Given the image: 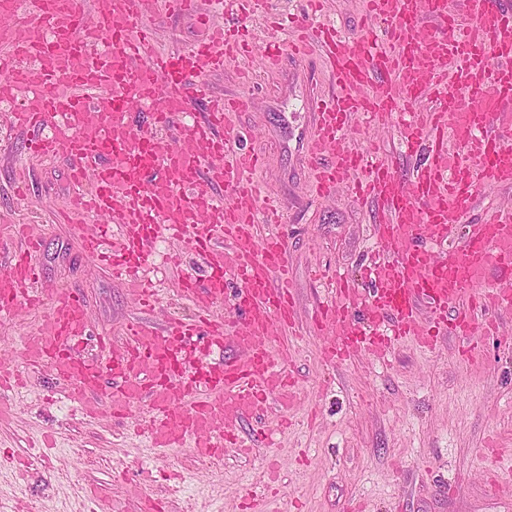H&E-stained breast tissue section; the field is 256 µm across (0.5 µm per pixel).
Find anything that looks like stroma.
<instances>
[{
	"instance_id": "obj_1",
	"label": "stroma",
	"mask_w": 512,
	"mask_h": 512,
	"mask_svg": "<svg viewBox=\"0 0 512 512\" xmlns=\"http://www.w3.org/2000/svg\"><path fill=\"white\" fill-rule=\"evenodd\" d=\"M305 0H268L265 12L247 16L242 26L256 43L287 40L270 26L272 18L300 13ZM159 45L183 50L204 35L195 15L157 12L152 18ZM258 58L225 62L207 81L215 100L241 94L255 97L253 111L238 123L247 147L263 156L256 179L282 199L288 215L291 263L288 285L296 308V327L287 366L305 404L293 425L277 433L275 445L258 447L249 459L225 449L218 464L194 456L191 448H151L147 433L135 434L122 420L83 418L65 387L49 374L33 376L28 389L0 395V452L27 455L43 432L57 437L51 464L36 461L23 482L0 477V501L20 499L29 512H82L84 490L99 488L105 512H128L129 487L163 501L166 512H238L241 497L256 495V512H512V471L488 474L495 448L512 445V345L484 336L472 355L463 341L438 337L424 352L414 341L394 342L390 364L360 356L331 365L319 356L313 316L325 296L315 272L347 273L363 281V266L378 250L377 208L340 191L314 199L313 174L290 131L310 129L308 98L328 92L318 54L306 60L284 52L277 69L263 70ZM255 66L256 78L240 75ZM26 130L12 126L10 110L0 107V225L38 224L43 242L35 261L38 287L82 289L96 332L121 335L140 310L125 286L84 253L78 235L59 216L73 185L65 164L28 154ZM154 257L173 255L175 263L151 267L158 290V321L192 318V302L178 288L187 274L203 276V263L186 242L159 238ZM35 312L19 308L0 318V356L19 359ZM276 463V496L260 494L259 480Z\"/></svg>"
}]
</instances>
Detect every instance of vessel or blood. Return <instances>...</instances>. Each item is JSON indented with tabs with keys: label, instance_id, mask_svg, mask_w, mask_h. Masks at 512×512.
<instances>
[{
	"label": "vessel or blood",
	"instance_id": "1",
	"mask_svg": "<svg viewBox=\"0 0 512 512\" xmlns=\"http://www.w3.org/2000/svg\"><path fill=\"white\" fill-rule=\"evenodd\" d=\"M193 4L130 0L115 15L90 10L88 0H0V15L13 19L0 36V100L25 89L14 121L30 132V150L65 163L86 255L150 311L156 302L139 274L163 232L185 237L206 264L204 279L181 282L197 321L140 318L84 356L88 316L71 288L48 296L22 358L31 372L50 369L67 385L83 417L124 419L145 403L151 447L187 446L210 459L233 448L248 457L258 438L242 436L240 424L270 405L284 416L299 404L282 334L295 325L290 249L283 233L258 235L263 207L244 181L261 159L243 147L232 116L252 109L254 97L213 104L203 81L224 64L227 30L209 25L187 50L156 47L150 18L163 6ZM463 4L369 0L368 21L355 32L299 26L294 52L319 44L336 86L330 99L310 100L315 130L299 136L317 171L315 190L328 198L345 187L379 205L382 256L368 270L371 290L336 279L316 312L324 361H383L403 336L429 350L444 330L497 336L499 315L512 314V207H495L455 250L446 248L478 190L512 182V12L500 0ZM379 19L389 25L384 43ZM356 115L376 130L396 126L407 149L423 148L413 176L348 144ZM37 231L16 224L11 236L0 234V250L12 252L0 273V316L35 304ZM233 280L242 325L231 333L218 307ZM422 300L432 313L426 320Z\"/></svg>",
	"mask_w": 512,
	"mask_h": 512
}]
</instances>
